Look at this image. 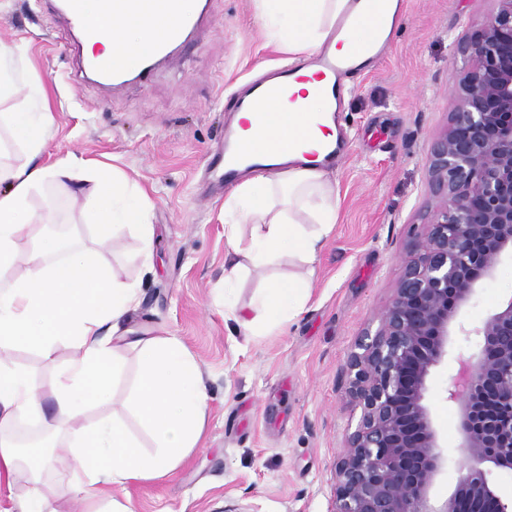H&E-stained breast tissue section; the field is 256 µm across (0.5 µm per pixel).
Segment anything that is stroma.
I'll return each mask as SVG.
<instances>
[{
	"mask_svg": "<svg viewBox=\"0 0 512 512\" xmlns=\"http://www.w3.org/2000/svg\"><path fill=\"white\" fill-rule=\"evenodd\" d=\"M491 7L490 0H406L386 54L346 97L341 124L352 150L331 169L340 196L337 224L315 264L311 298L290 322L255 334L240 321L253 317L267 272H243L229 303L220 302L232 263L224 199L204 196L199 177L231 118L230 94L288 61L268 34L259 0H209L193 47L175 49L148 82L115 90L76 83L78 58L63 51V17H48L34 0H0V44L18 49L16 97L25 98L31 81L41 82L54 117L42 163L76 156L114 166L152 202V244L144 246L129 227L100 245L87 219L91 198L51 185L33 194V209L52 199L57 231L77 232L112 276L138 284L142 301L129 326L180 341L208 394L197 447L164 477L130 486L134 512H332L336 462L353 415L345 362L364 330L377 326L405 248L432 204L427 161L453 107L462 67L456 44ZM510 297L507 257L477 289L465 322L480 324ZM471 351L466 343L450 347L428 396L450 448L458 441V415L443 394L446 373ZM120 357L125 373L113 403L84 421L117 415L148 452L153 442L127 403L137 357Z\"/></svg>",
	"mask_w": 512,
	"mask_h": 512,
	"instance_id": "stroma-1",
	"label": "stroma"
}]
</instances>
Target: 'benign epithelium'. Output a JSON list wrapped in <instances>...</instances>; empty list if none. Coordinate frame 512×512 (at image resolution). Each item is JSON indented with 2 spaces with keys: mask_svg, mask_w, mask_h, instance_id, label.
Wrapping results in <instances>:
<instances>
[{
  "mask_svg": "<svg viewBox=\"0 0 512 512\" xmlns=\"http://www.w3.org/2000/svg\"><path fill=\"white\" fill-rule=\"evenodd\" d=\"M458 42L455 106L427 167L433 204L407 245L375 332L348 357L360 416L336 463L332 512H512L496 473L512 470V298L471 326L462 313L512 257V0H492ZM475 346L448 376L465 470L444 501L430 490L448 463L427 401L454 340Z\"/></svg>",
  "mask_w": 512,
  "mask_h": 512,
  "instance_id": "7a95c632",
  "label": "benign epithelium"
}]
</instances>
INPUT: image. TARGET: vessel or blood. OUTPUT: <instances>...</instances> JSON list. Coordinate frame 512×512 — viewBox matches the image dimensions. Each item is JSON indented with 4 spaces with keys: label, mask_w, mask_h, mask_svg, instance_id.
I'll list each match as a JSON object with an SVG mask.
<instances>
[{
    "label": "vessel or blood",
    "mask_w": 512,
    "mask_h": 512,
    "mask_svg": "<svg viewBox=\"0 0 512 512\" xmlns=\"http://www.w3.org/2000/svg\"><path fill=\"white\" fill-rule=\"evenodd\" d=\"M51 10H64L70 30L87 31L91 26L89 16L84 12L82 0H41ZM168 15L174 16V23L168 27L164 37L145 56L136 73L138 80H145L155 67L157 59L166 56L169 49L183 45L199 27L201 15L182 17L178 14L179 0H162ZM387 22L384 0H363V8L357 17L343 16L336 23L337 31L344 32L358 27L361 40L350 54L339 55L334 50L324 49L314 60V73L318 80V93L323 97L325 110L329 115L341 112L347 94V84L362 76L369 65L383 52L384 28ZM79 72L82 78L98 77L110 80L113 87L126 82L127 70L123 57L85 56L81 59ZM306 77L301 66L284 65L267 77L251 82L239 93L233 104L234 112L252 114L254 134L244 139L234 132H225L223 139L210 153L207 172L213 182L219 183L238 176L242 169L259 170L264 160L280 151L281 143L268 133L269 127L279 122L281 113L276 103L283 98L294 84L304 82Z\"/></svg>",
    "instance_id": "vessel-or-blood-1"
}]
</instances>
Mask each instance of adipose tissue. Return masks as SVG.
Returning <instances> with one entry per match:
<instances>
[{
	"instance_id": "ef3b65f1",
	"label": "adipose tissue",
	"mask_w": 512,
	"mask_h": 512,
	"mask_svg": "<svg viewBox=\"0 0 512 512\" xmlns=\"http://www.w3.org/2000/svg\"><path fill=\"white\" fill-rule=\"evenodd\" d=\"M265 18L276 19L279 47L289 63H299L325 44L349 48V38L335 32L337 19L348 12L350 0H260ZM95 24L88 34L89 54L121 53L125 61L140 57L159 41L170 22L154 0H136L131 12L112 24L102 23V0H85ZM279 111L299 113L312 125L302 150H318L334 137V124L321 116L322 100L310 84L288 91ZM53 115L41 84L31 86L29 98L0 113L26 150L20 165L0 164V485L25 480L29 492L11 499L4 512H47L43 487L59 474L88 504L87 512H133L119 501L117 491L129 483L149 481L171 472L199 443L208 403L201 374L183 345L174 338L139 335L123 327L126 315L140 300L137 285L115 281L94 252L62 247L48 237L36 243L25 275L14 276L18 241L35 215L33 194L48 181L67 186L77 176L91 182L94 220L101 237L136 227L150 241L151 204L140 190L124 196L122 180L107 165L73 159L47 167L40 163ZM339 193L329 173L317 166L259 172L238 184L225 198V211L235 223L225 225L231 249H242L252 266L271 265L287 256L302 268L271 278L262 290L258 320L269 326L290 321L309 297L314 264L337 222ZM251 227L247 247L239 245V227ZM77 352L66 364L56 353L64 341ZM18 345L38 351L52 368L49 388H41L32 373L2 360ZM137 352L139 373L134 406L141 424L156 442V451L142 453L119 419L92 426L81 419L89 406L110 401L124 365L117 354ZM51 411H44V400ZM32 417L53 433L65 436V453L27 459L19 451L14 426Z\"/></svg>"
}]
</instances>
